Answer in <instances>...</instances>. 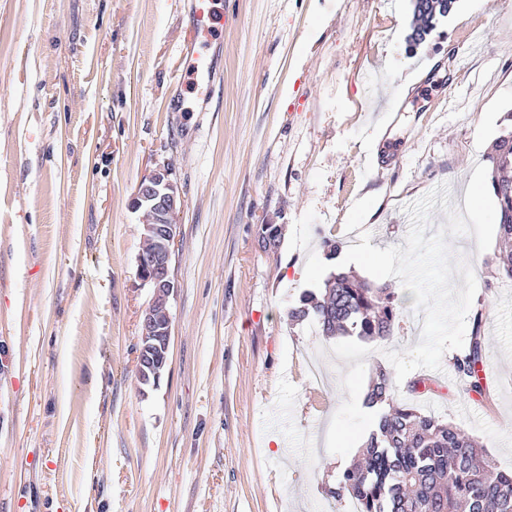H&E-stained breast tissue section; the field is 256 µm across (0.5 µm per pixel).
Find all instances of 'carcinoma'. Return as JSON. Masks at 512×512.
<instances>
[{
  "label": "carcinoma",
  "instance_id": "1",
  "mask_svg": "<svg viewBox=\"0 0 512 512\" xmlns=\"http://www.w3.org/2000/svg\"><path fill=\"white\" fill-rule=\"evenodd\" d=\"M417 32L433 19L430 0H414ZM491 187L499 203L498 269L512 278V131L498 137L488 156ZM400 316L394 295L385 288L345 272L332 273L323 287L303 291L288 311L293 320L312 319L319 335L388 340ZM483 312L472 316L464 352L452 370L464 393L484 394L486 363ZM394 383L381 371L365 397L376 413L375 429L363 450V461L346 468L334 496L358 502L359 512H512V474L496 471L483 460L484 448L458 426L423 415L394 401Z\"/></svg>",
  "mask_w": 512,
  "mask_h": 512
}]
</instances>
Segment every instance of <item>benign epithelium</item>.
I'll use <instances>...</instances> for the list:
<instances>
[{
    "label": "benign epithelium",
    "mask_w": 512,
    "mask_h": 512,
    "mask_svg": "<svg viewBox=\"0 0 512 512\" xmlns=\"http://www.w3.org/2000/svg\"><path fill=\"white\" fill-rule=\"evenodd\" d=\"M170 175V169L165 166L154 169L138 182L130 198L133 211L139 213L146 209L155 215V223L142 225L141 238L151 237L157 242L158 248L148 258H137V277L142 286L150 290L153 299L171 297L177 288L170 271V248L179 236V214L183 199ZM282 232L283 227L280 224L264 227V231L259 233L262 247L268 251L277 250ZM140 330L158 341L160 347L166 351L160 363L150 352L137 359L139 380L146 385L153 379L160 380V369L168 366L167 351L171 343L172 318L161 320L155 317L152 304L149 303L142 311Z\"/></svg>",
    "instance_id": "obj_1"
}]
</instances>
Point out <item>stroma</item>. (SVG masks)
Wrapping results in <instances>:
<instances>
[{
  "instance_id": "1",
  "label": "stroma",
  "mask_w": 512,
  "mask_h": 512,
  "mask_svg": "<svg viewBox=\"0 0 512 512\" xmlns=\"http://www.w3.org/2000/svg\"><path fill=\"white\" fill-rule=\"evenodd\" d=\"M189 3L0 0V512H346L370 381L424 317L395 278L386 341L288 310L336 267L323 237L404 245L406 206L445 184L464 207L512 130V0H460L415 46L411 0H217L208 47ZM164 164L184 207L170 361L145 386L130 198ZM449 245L485 308L489 394L447 375L395 398L512 473V279L475 237Z\"/></svg>"
}]
</instances>
